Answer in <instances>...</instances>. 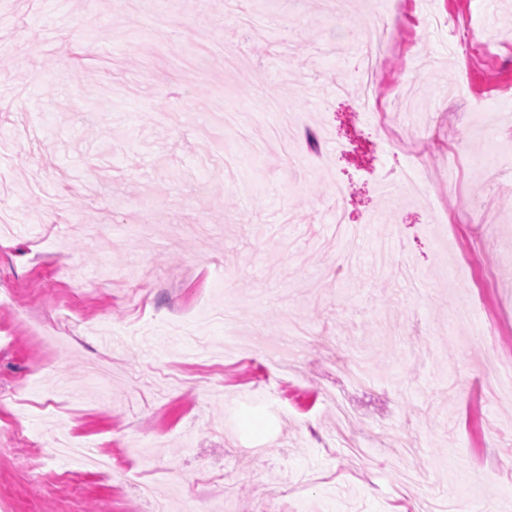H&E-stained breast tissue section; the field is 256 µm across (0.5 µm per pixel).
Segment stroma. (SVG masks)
Segmentation results:
<instances>
[{"mask_svg": "<svg viewBox=\"0 0 512 512\" xmlns=\"http://www.w3.org/2000/svg\"><path fill=\"white\" fill-rule=\"evenodd\" d=\"M0 10V427L25 434H0V512H279L289 481L312 512L463 489L512 512V395L484 367L512 359V0H413L388 34L424 197L384 193L360 106L376 0ZM220 307L248 356L197 347ZM64 427L111 472L31 483L16 460L54 468Z\"/></svg>", "mask_w": 512, "mask_h": 512, "instance_id": "stroma-1", "label": "stroma"}]
</instances>
